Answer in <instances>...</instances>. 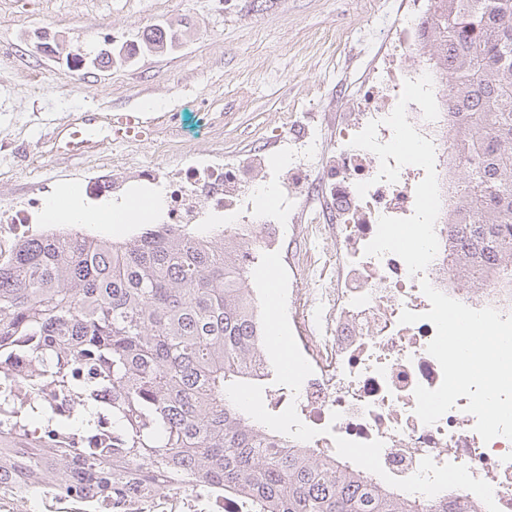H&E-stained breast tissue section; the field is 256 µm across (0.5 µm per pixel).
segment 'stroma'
I'll return each mask as SVG.
<instances>
[{"instance_id": "35a3bbf8", "label": "stroma", "mask_w": 512, "mask_h": 512, "mask_svg": "<svg viewBox=\"0 0 512 512\" xmlns=\"http://www.w3.org/2000/svg\"><path fill=\"white\" fill-rule=\"evenodd\" d=\"M393 0H0V200L21 197L46 177L65 178L91 160L123 161L125 147L101 143L87 155L55 156L43 135L75 112H138L150 121L139 160L152 140L180 132L186 148L210 147L224 135V156L238 159L280 126L286 113L334 119L350 76L371 55L367 31L392 22ZM179 33L169 52L141 51L150 30ZM50 28L56 53H41L35 35ZM128 44V62L84 66L107 38ZM163 104L143 109L145 100Z\"/></svg>"}]
</instances>
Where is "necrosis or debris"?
<instances>
[{
  "label": "necrosis or debris",
  "instance_id": "necrosis-or-debris-1",
  "mask_svg": "<svg viewBox=\"0 0 512 512\" xmlns=\"http://www.w3.org/2000/svg\"><path fill=\"white\" fill-rule=\"evenodd\" d=\"M431 0H407L387 37L388 55L373 61L356 94L341 111L331 151L323 126L284 120L274 139L278 153L262 149L225 161L222 150L180 153L169 164V141L157 145L158 160L129 167L114 163L111 179L81 180L86 196L115 201L148 196L162 224L229 225L247 238L250 225H270L284 241L290 282L313 281L305 295L289 292V323L313 368L299 394L280 387L275 404H295L299 418L316 428L310 440L336 457L335 437L384 443L381 463L406 478L423 458L466 465L490 483L501 512H512V440L484 442L467 398L432 425L415 413L416 385L437 388L439 363L427 346L435 328L421 319L401 324L403 310L430 308L421 290L428 280L447 296L474 308L492 307L512 316V289L485 265L471 286L448 264V222L459 205L457 167L450 148L444 102L448 84L433 62L414 59L425 37ZM273 192L276 202L258 208L256 198ZM59 194L54 180L0 206V250L20 236L23 225L46 218ZM334 241L323 265L299 257L311 239ZM110 512H233L223 496L148 487L113 500Z\"/></svg>",
  "mask_w": 512,
  "mask_h": 512
}]
</instances>
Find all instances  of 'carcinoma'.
Here are the masks:
<instances>
[{
    "instance_id": "obj_1",
    "label": "carcinoma",
    "mask_w": 512,
    "mask_h": 512,
    "mask_svg": "<svg viewBox=\"0 0 512 512\" xmlns=\"http://www.w3.org/2000/svg\"><path fill=\"white\" fill-rule=\"evenodd\" d=\"M429 27L460 133L448 261L505 254L512 281V0H434ZM122 57L86 53L94 69ZM237 249L206 226L156 224L128 241L55 229L0 254V485L101 501L209 486L248 512H475L461 493L419 501L292 448L233 405L229 384L272 373L249 287L264 248Z\"/></svg>"
}]
</instances>
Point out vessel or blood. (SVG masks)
Segmentation results:
<instances>
[{
  "label": "vessel or blood",
  "mask_w": 512,
  "mask_h": 512,
  "mask_svg": "<svg viewBox=\"0 0 512 512\" xmlns=\"http://www.w3.org/2000/svg\"><path fill=\"white\" fill-rule=\"evenodd\" d=\"M150 129L140 113L120 112L100 114L81 112L56 128L51 136L56 154L73 157L96 147L99 134H113L115 143H124L127 138H144Z\"/></svg>",
  "instance_id": "obj_1"
}]
</instances>
